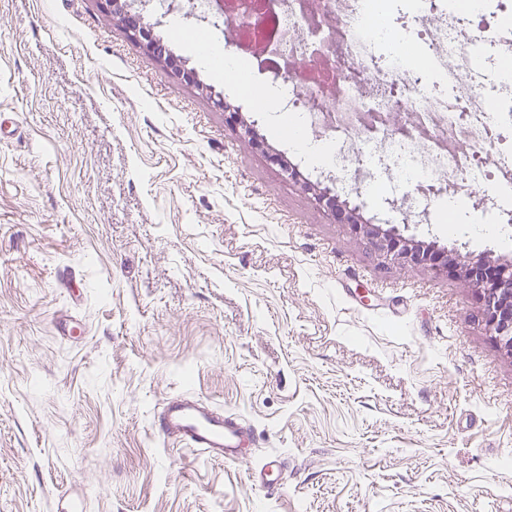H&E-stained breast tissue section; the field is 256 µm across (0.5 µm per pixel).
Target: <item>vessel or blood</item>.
Masks as SVG:
<instances>
[{"label": "vessel or blood", "mask_w": 512, "mask_h": 512, "mask_svg": "<svg viewBox=\"0 0 512 512\" xmlns=\"http://www.w3.org/2000/svg\"><path fill=\"white\" fill-rule=\"evenodd\" d=\"M158 431L182 447L214 460L242 461L253 441V430L234 413L212 407L188 394L167 398L157 416ZM278 457H268L249 475L252 484L269 486V476L282 472Z\"/></svg>", "instance_id": "1"}]
</instances>
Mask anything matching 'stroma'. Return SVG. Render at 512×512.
I'll use <instances>...</instances> for the list:
<instances>
[{"label":"stroma","mask_w":512,"mask_h":512,"mask_svg":"<svg viewBox=\"0 0 512 512\" xmlns=\"http://www.w3.org/2000/svg\"><path fill=\"white\" fill-rule=\"evenodd\" d=\"M174 52L240 121L99 0H0V512H512V354L472 289L335 223L268 113ZM451 195L468 223L405 235L512 260ZM178 394L251 457L159 436ZM283 469L284 464L280 458L276 456L268 457L260 466L255 468L254 471L249 474V481L251 484H255L257 486L271 488L273 485L268 477L273 472H278L280 474Z\"/></svg>","instance_id":"1"}]
</instances>
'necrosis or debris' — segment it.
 <instances>
[{
  "instance_id": "1",
  "label": "necrosis or debris",
  "mask_w": 512,
  "mask_h": 512,
  "mask_svg": "<svg viewBox=\"0 0 512 512\" xmlns=\"http://www.w3.org/2000/svg\"><path fill=\"white\" fill-rule=\"evenodd\" d=\"M420 34L429 46L415 72L392 31L377 20V0H282L273 18L275 52L290 59L316 53L327 41L359 80L343 73L318 82L282 79V110L298 114L303 128L335 142L330 167L348 173L358 162L364 180H387L412 209L428 213L435 202L427 185L466 187L481 195L492 219L512 212V150L497 147L512 129V71L505 69L501 43L512 34V14L496 25L472 27L487 0L464 7L448 0H412ZM331 19L323 35L311 33L310 18ZM319 98L323 106L305 108ZM401 111L412 122L385 131V114Z\"/></svg>"
}]
</instances>
